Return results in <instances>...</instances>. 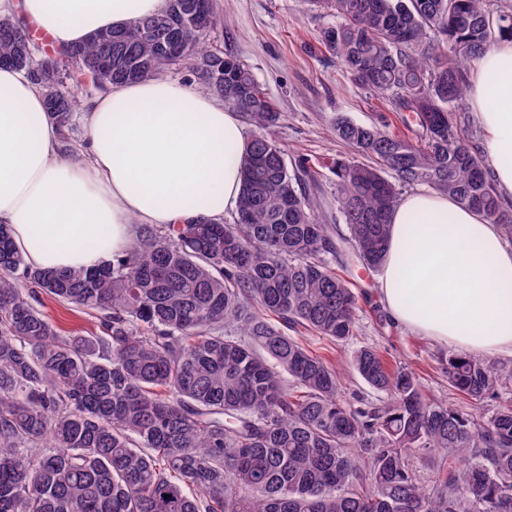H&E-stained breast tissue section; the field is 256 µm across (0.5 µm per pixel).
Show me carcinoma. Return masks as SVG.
I'll list each match as a JSON object with an SVG mask.
<instances>
[{
    "mask_svg": "<svg viewBox=\"0 0 512 512\" xmlns=\"http://www.w3.org/2000/svg\"><path fill=\"white\" fill-rule=\"evenodd\" d=\"M335 22L319 42L361 88L413 114L421 142L336 118L335 136L368 159L336 161L338 239L272 137L280 114L251 71L209 45L214 0H167L156 15L100 30L39 59L21 20L0 17V66L45 90L63 143L80 83L156 77L191 63L203 92L253 128L233 222L143 230L90 269L25 263L0 223V512H512V402L486 416L427 401L415 376L371 348L354 366L380 405L342 396L336 368L293 333H353L344 245L380 269L402 188L426 185L503 225L505 207L455 116L464 65L505 35L512 11L489 0H309ZM200 6L206 25L186 16ZM44 294L105 314L100 336H63L34 305ZM448 384L475 400L512 388V371L448 359ZM433 464L430 484L414 461Z\"/></svg>",
    "mask_w": 512,
    "mask_h": 512,
    "instance_id": "cac0c4a2",
    "label": "carcinoma"
}]
</instances>
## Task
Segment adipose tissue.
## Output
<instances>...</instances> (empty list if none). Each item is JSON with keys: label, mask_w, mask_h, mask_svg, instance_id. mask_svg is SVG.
<instances>
[{"label": "adipose tissue", "mask_w": 512, "mask_h": 512, "mask_svg": "<svg viewBox=\"0 0 512 512\" xmlns=\"http://www.w3.org/2000/svg\"><path fill=\"white\" fill-rule=\"evenodd\" d=\"M166 0H24L54 46L155 14ZM501 82L488 87V74ZM485 168L512 200V38L473 64L467 91ZM86 138L62 151L44 91L0 67V223L26 263L90 268L125 253L142 225L223 219L237 207L239 118L220 99L164 76L109 86L85 103ZM377 286L390 318L467 355L512 352V243L454 198L421 190L391 214Z\"/></svg>", "instance_id": "adipose-tissue-1"}]
</instances>
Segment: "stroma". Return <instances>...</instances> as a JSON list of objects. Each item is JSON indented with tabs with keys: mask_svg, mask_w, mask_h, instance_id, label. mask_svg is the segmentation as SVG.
Listing matches in <instances>:
<instances>
[{
	"mask_svg": "<svg viewBox=\"0 0 512 512\" xmlns=\"http://www.w3.org/2000/svg\"><path fill=\"white\" fill-rule=\"evenodd\" d=\"M217 15V24L210 33L212 45L230 50L274 100L280 112L272 130L275 139L285 148L288 163L301 158L311 160L319 174L316 193L322 218L335 231L346 233L330 168L336 159H351L355 153L332 132L337 116L362 124L383 123L390 134L414 141L419 140L420 129L410 113L395 110L391 98L356 85L320 45L318 33L333 18L311 8L307 0H217ZM335 269L354 283L358 295L353 335L347 342L334 345L305 331L300 340L335 364L346 398L357 397L371 404L384 399L383 394L367 386L353 366L355 352L371 347L390 366L413 372L428 401L461 412L489 414L512 399V392L502 391L477 404L449 386L446 367L453 347L396 325L378 292L377 272L359 268L353 256H345ZM40 309L61 333H101L96 315L47 297Z\"/></svg>",
	"mask_w": 512,
	"mask_h": 512,
	"instance_id": "1",
	"label": "stroma"
}]
</instances>
